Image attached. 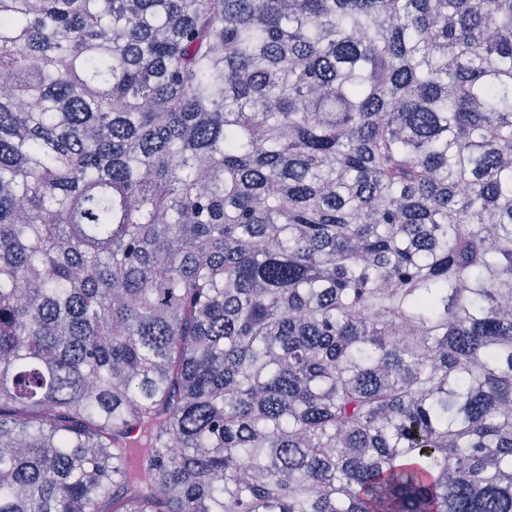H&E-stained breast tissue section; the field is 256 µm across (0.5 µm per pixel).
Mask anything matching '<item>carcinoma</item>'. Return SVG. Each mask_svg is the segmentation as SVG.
<instances>
[{
  "label": "carcinoma",
  "instance_id": "1",
  "mask_svg": "<svg viewBox=\"0 0 512 512\" xmlns=\"http://www.w3.org/2000/svg\"><path fill=\"white\" fill-rule=\"evenodd\" d=\"M0 512H512V0H0Z\"/></svg>",
  "mask_w": 512,
  "mask_h": 512
}]
</instances>
